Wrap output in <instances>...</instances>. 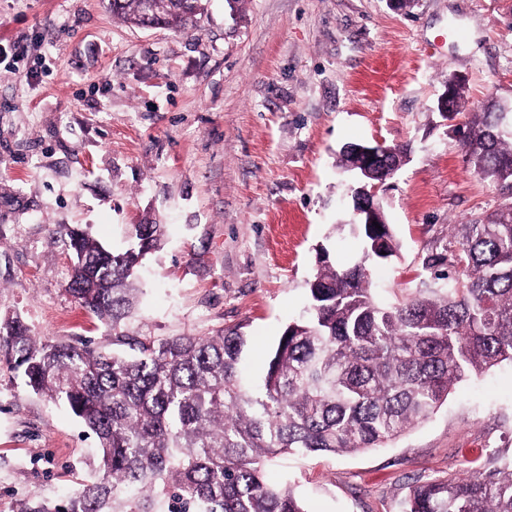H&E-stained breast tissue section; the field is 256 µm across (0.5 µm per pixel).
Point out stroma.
Instances as JSON below:
<instances>
[{
  "label": "stroma",
  "mask_w": 512,
  "mask_h": 512,
  "mask_svg": "<svg viewBox=\"0 0 512 512\" xmlns=\"http://www.w3.org/2000/svg\"><path fill=\"white\" fill-rule=\"evenodd\" d=\"M0 46V318L42 339L129 351L69 294L73 256L55 226L115 248L129 225L161 224L127 333L239 330L256 387L320 254L362 258L343 145L407 150L378 193L399 242L371 266L384 302L431 287L425 266L455 225L503 202L436 104L454 75L462 119L490 97L512 104V0H241L234 12L205 0L186 33L124 23L103 0H0ZM97 448L0 362V512L63 499ZM490 459L512 464L509 362L456 384L386 447L276 456L264 473L308 512H398L415 481Z\"/></svg>",
  "instance_id": "35a3bbf8"
}]
</instances>
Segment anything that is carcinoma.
<instances>
[{"label":"carcinoma","mask_w":512,"mask_h":512,"mask_svg":"<svg viewBox=\"0 0 512 512\" xmlns=\"http://www.w3.org/2000/svg\"><path fill=\"white\" fill-rule=\"evenodd\" d=\"M137 26L195 28L201 0H105ZM512 112L497 102L458 134L474 172L506 201L457 225L458 247L427 269L445 284L393 305L370 288L368 263L395 255L389 225L353 224L362 261L319 258L301 319L270 353L261 390L237 373L239 331L131 339L134 280L157 249L160 224H134L122 250L83 229L53 233L85 266L69 292L133 356L42 340L18 317L0 322V358L33 392L66 405L97 437L94 477L55 506L20 512H307L289 485L263 479L267 458L288 452L352 453L381 447L425 421L449 390L512 363ZM401 512H512V466L490 461L466 478L418 481Z\"/></svg>","instance_id":"obj_1"}]
</instances>
